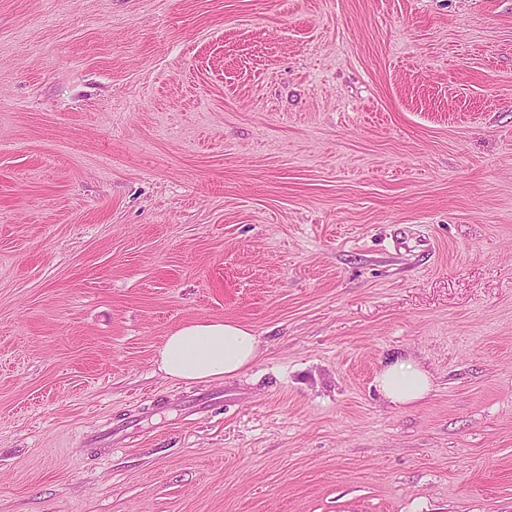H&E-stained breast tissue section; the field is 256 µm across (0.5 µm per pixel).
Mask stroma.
<instances>
[{
	"instance_id": "1",
	"label": "stroma",
	"mask_w": 512,
	"mask_h": 512,
	"mask_svg": "<svg viewBox=\"0 0 512 512\" xmlns=\"http://www.w3.org/2000/svg\"><path fill=\"white\" fill-rule=\"evenodd\" d=\"M0 512H512V0H0ZM260 353V336L251 327L210 318L187 323L165 336L158 363L170 378L208 382L242 373ZM376 388L393 407H405L425 399L433 389L431 375L409 359L396 357L376 374Z\"/></svg>"
}]
</instances>
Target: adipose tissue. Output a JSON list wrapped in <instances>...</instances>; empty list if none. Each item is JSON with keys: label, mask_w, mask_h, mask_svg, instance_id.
Masks as SVG:
<instances>
[{"label": "adipose tissue", "mask_w": 512, "mask_h": 512, "mask_svg": "<svg viewBox=\"0 0 512 512\" xmlns=\"http://www.w3.org/2000/svg\"><path fill=\"white\" fill-rule=\"evenodd\" d=\"M261 353L254 330L230 319L210 318L187 323L165 336L158 350L160 370L183 381L221 380L242 373ZM379 393L393 407L425 399L433 389L431 375L409 359L398 357L376 374Z\"/></svg>", "instance_id": "ef3b65f1"}]
</instances>
